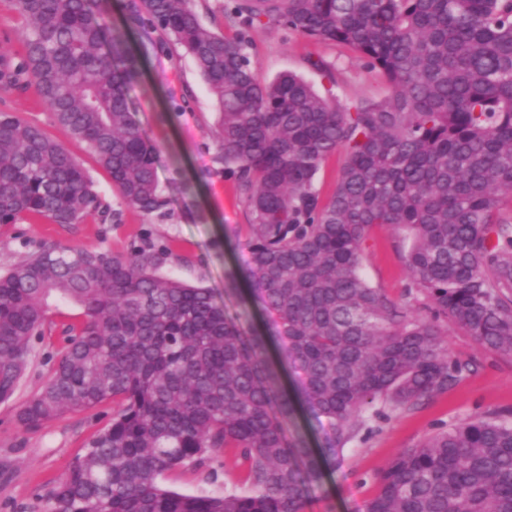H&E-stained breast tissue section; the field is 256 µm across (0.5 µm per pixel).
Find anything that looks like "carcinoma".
I'll return each instance as SVG.
<instances>
[{
	"label": "carcinoma",
	"instance_id": "carcinoma-1",
	"mask_svg": "<svg viewBox=\"0 0 512 512\" xmlns=\"http://www.w3.org/2000/svg\"><path fill=\"white\" fill-rule=\"evenodd\" d=\"M20 57L0 54V92L34 90L72 141L146 214L167 200L157 148L128 88L138 61L173 42L219 110L217 160L251 217L248 275L288 349L331 453L366 425L447 392L474 362L443 324L512 356V0H231L242 28L207 29L192 0H126L127 50L110 0H13ZM285 27L343 44L389 94L348 106L305 78L258 76L247 30ZM309 65L330 86L336 66ZM340 152L336 189L313 181ZM72 152L0 111V224L118 218ZM403 232L410 285L398 301L363 276L369 230ZM165 246L124 254L44 243L0 275V401L15 393L53 302L79 305L47 381L19 409L42 427L112 403V418L56 479L48 512H304L322 476L288 430L294 410L211 290L158 273ZM224 451L248 490L191 495L161 483ZM363 512H512V410L439 428L394 456Z\"/></svg>",
	"mask_w": 512,
	"mask_h": 512
}]
</instances>
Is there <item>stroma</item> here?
<instances>
[{
	"label": "stroma",
	"mask_w": 512,
	"mask_h": 512,
	"mask_svg": "<svg viewBox=\"0 0 512 512\" xmlns=\"http://www.w3.org/2000/svg\"><path fill=\"white\" fill-rule=\"evenodd\" d=\"M248 39L249 56L264 80L293 71L314 87H322L321 75L309 62L323 59L338 68L333 92L341 103L376 101L388 93L382 78L349 47L277 27L252 28ZM129 96L136 121L158 149L157 175L169 199L168 218L124 205L92 156L79 145L70 144L97 189L120 210L119 223L99 224L88 219L66 226L43 220L0 224V273L47 241L112 254L127 252L144 236L167 244L170 253L160 266L162 274L209 288L223 303L226 314L242 328L266 336L268 356L295 403V416L288 429L305 441L322 463V479L313 489L305 512H362L365 500L375 492L376 475L397 453L415 447L442 424L512 408V357L487 352L451 325L447 328L451 354L475 362V371L448 392L411 411L387 419L370 415L366 431L342 451L330 454L327 427L306 409L301 386L267 324L263 307L251 295L253 283L247 275L250 217L234 181L225 178L222 165L215 159L218 114L191 58L180 47L166 45L163 51L141 61ZM1 110L38 125L59 142L70 143L35 92L0 94ZM399 245V235L387 226L373 227L365 242L364 272L393 300L400 299L409 283L408 270L398 255ZM81 319L82 309L76 304L52 305L42 335L32 342L27 369L15 394L0 402V463L11 467L7 476L0 477V512H46L56 478L83 454L89 438L112 415L111 405L103 404L64 414L35 429L25 428L17 420L18 408L41 387L62 352L64 328ZM210 468L215 478H205L186 467L166 474L164 482L187 494L215 497L228 489H243L240 469L225 462L223 453L213 454Z\"/></svg>",
	"instance_id": "35a3bbf8"
}]
</instances>
